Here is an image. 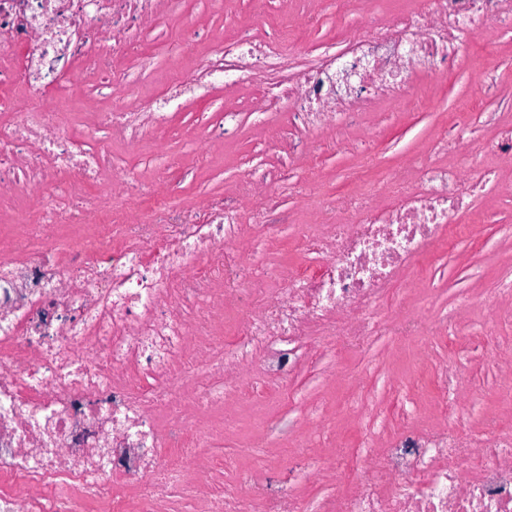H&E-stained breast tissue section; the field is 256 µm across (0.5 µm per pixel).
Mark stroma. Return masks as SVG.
<instances>
[{
    "instance_id": "obj_1",
    "label": "stroma",
    "mask_w": 512,
    "mask_h": 512,
    "mask_svg": "<svg viewBox=\"0 0 512 512\" xmlns=\"http://www.w3.org/2000/svg\"><path fill=\"white\" fill-rule=\"evenodd\" d=\"M254 20L249 0H224L220 7L209 0H186L183 13L164 21L163 32L167 40L178 41L185 23L191 21L210 40H228ZM463 55L464 66L453 76L436 75L424 65L416 68L409 90L420 100L416 110H406L394 101L371 103L359 124L340 133L329 127L316 130L291 159L282 150L289 137L284 115L260 114L250 106L256 87L229 83L185 100L163 133L170 151L181 158L183 177L176 186L179 200L192 205L206 191L234 195L252 169L274 174L284 171L288 178L278 183L277 191L296 223H309L313 208L290 193V180L307 176L322 189L335 190L360 167L362 157L354 143L361 134H370L380 144L381 161L389 166L401 164L410 155H426L431 141L451 126L457 109L479 96L481 62L487 58L499 63L500 90L512 97V36L502 34L498 23L473 35ZM220 108L237 113L238 127L225 137L223 146L203 151L200 141ZM470 222L471 237H459L451 245L439 247L423 282L388 292L379 310L385 315L401 312L426 317L456 309L459 293L471 295L474 307L457 309L462 331L457 343L465 354L466 372L483 382L485 396L479 409L464 412L456 423L478 432L484 414L498 409L490 354L498 348H512V327L492 329L484 324V310L495 298L498 280L512 270V237L497 231L498 225H512V193L478 199ZM239 250L247 263L292 268L304 261L285 235L255 249L245 242ZM408 358V351L400 349L390 336L377 337L354 353L337 352L333 337L325 336L306 343L302 361L287 382L271 386L261 373H252L245 382L248 394L229 401L224 410L225 417L235 420V429L210 450L219 461L238 458L240 467L235 471L214 468L201 474V481L223 490L251 474L307 499L320 496L327 482L317 478L314 463L328 457L330 450L316 444L319 430H328L336 444L354 457L361 452L359 429L366 421L376 420L384 438L400 428L403 409L409 404L423 422L439 421L430 392L413 387ZM309 439L314 445L307 453L293 452L295 442Z\"/></svg>"
}]
</instances>
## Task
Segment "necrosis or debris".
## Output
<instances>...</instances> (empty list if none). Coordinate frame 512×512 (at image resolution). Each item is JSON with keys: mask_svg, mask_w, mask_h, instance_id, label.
Wrapping results in <instances>:
<instances>
[{"mask_svg": "<svg viewBox=\"0 0 512 512\" xmlns=\"http://www.w3.org/2000/svg\"><path fill=\"white\" fill-rule=\"evenodd\" d=\"M385 24L370 21L335 48L302 56L280 34L217 41L162 95L114 63L116 53L154 59L137 35L168 0H0V197L23 193L34 208L0 244V512H172L181 488L193 512H512V364L497 389L505 413L485 415V440L452 421L480 404L453 397L454 372L420 371L444 419L409 421L388 441L363 425L353 485L328 467L335 493L318 501L256 480L224 492L191 479L213 468L223 436L212 415L242 390L253 365L272 382L297 367L302 342L319 330L341 349L373 336H453V312L433 319L383 317L382 297L413 277L482 193L503 191L480 158L512 161V128L493 138L463 119L434 139L432 153L402 167L363 173L330 193L291 245L303 264L267 268L277 282L250 290L232 251L245 226L277 235L288 214L269 173L247 175L238 196L203 195L186 206L165 177L113 174V142L137 146L165 127L169 106L237 73L260 87L259 111L287 113L302 135L352 120L369 96L402 98L413 65L453 75L471 34L493 17L512 32V0H416ZM119 96L105 107L85 88ZM29 96L14 104L16 93ZM83 102L84 136L72 134L66 101ZM135 208L114 212L116 197Z\"/></svg>", "mask_w": 512, "mask_h": 512, "instance_id": "necrosis-or-debris-1", "label": "necrosis or debris"}]
</instances>
